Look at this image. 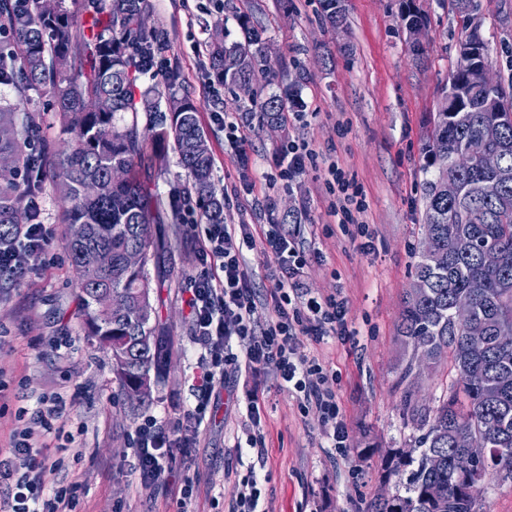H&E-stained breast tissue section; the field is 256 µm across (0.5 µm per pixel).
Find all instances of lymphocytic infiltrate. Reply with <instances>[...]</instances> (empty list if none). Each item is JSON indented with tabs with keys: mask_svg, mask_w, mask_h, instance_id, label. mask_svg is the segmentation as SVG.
<instances>
[{
	"mask_svg": "<svg viewBox=\"0 0 512 512\" xmlns=\"http://www.w3.org/2000/svg\"><path fill=\"white\" fill-rule=\"evenodd\" d=\"M50 245L45 224L28 225L21 252H0V269L29 273L45 261ZM257 247L275 262L271 286L263 295L273 317L262 328L254 320L261 295L252 269L243 261L244 250ZM194 252L200 269L184 289L183 301L190 311L191 339L199 348L196 404L170 425L151 419L138 427L134 472L141 484L167 493L173 449L193 446L212 399L227 379H249L269 371L302 403L319 408L332 448L344 454L347 435L336 393L321 365L300 357L293 340L299 332L318 340L344 332L346 301L317 298L302 287L297 275L306 261L305 248L273 214L264 224L207 225ZM64 415L55 394H42L31 415L33 429L13 435L10 457L0 461V512H72V487L52 480L61 468L60 459L41 452L43 435L52 432Z\"/></svg>",
	"mask_w": 512,
	"mask_h": 512,
	"instance_id": "f902f5d3",
	"label": "lymphocytic infiltrate"
}]
</instances>
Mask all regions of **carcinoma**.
Returning <instances> with one entry per match:
<instances>
[{
    "instance_id": "carcinoma-1",
    "label": "carcinoma",
    "mask_w": 512,
    "mask_h": 512,
    "mask_svg": "<svg viewBox=\"0 0 512 512\" xmlns=\"http://www.w3.org/2000/svg\"><path fill=\"white\" fill-rule=\"evenodd\" d=\"M56 13L42 11V0L17 6L0 0V85L13 87L21 100L50 97L67 138L57 142L41 136V110L0 102V249L16 250L26 225L35 217L26 206L32 194L52 185L64 211L63 223L82 224L86 234L66 238L79 285L88 335L110 353L112 371L125 393L146 400L151 370L161 352L152 323L153 307L147 268L125 262L131 249L151 258L150 224L153 201L144 174L167 142L173 143L179 164L190 181L182 194L196 202L207 224L224 223V195L212 183V156L199 123L198 109L177 97L179 73L163 76L169 113L136 98V74L164 33L139 23L149 14L148 0H58ZM341 0H321L323 19L330 26L346 23L336 12ZM262 32L245 29L242 42L228 43L215 30L206 44L208 69L214 82L251 95L262 119L278 122L286 108L300 106L293 89L259 97L253 84L269 85L277 74L263 67ZM477 60H487L485 43H461L433 130L424 147L426 181L424 227L426 247L415 251L414 281L426 292H407L399 340L411 348L402 378L413 375L423 357L432 361L446 354L456 371L453 394L430 411L410 409L420 435L409 451L398 450L387 463V475L407 473L402 489L374 500L371 512H485L487 485L506 472L512 475V178L501 182L479 166L460 172L461 194L454 200L439 190L441 167L454 153L478 154L491 145L481 129L496 117L497 97L512 93V83L495 90L474 89L469 72ZM502 164L512 173V124L497 145ZM125 171L123 182L110 178L112 168ZM473 241L467 253L452 248L454 238ZM498 247L502 264L483 266L482 251ZM479 279L484 288H471ZM126 300L120 311L103 309L111 297ZM470 307L488 329L486 346L472 349L463 341L465 330L451 322L454 306ZM480 436L490 453L475 466L458 438ZM434 455L439 463L426 464Z\"/></svg>"
}]
</instances>
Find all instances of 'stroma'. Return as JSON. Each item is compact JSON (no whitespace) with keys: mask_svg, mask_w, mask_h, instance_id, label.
Instances as JSON below:
<instances>
[{"mask_svg":"<svg viewBox=\"0 0 512 512\" xmlns=\"http://www.w3.org/2000/svg\"><path fill=\"white\" fill-rule=\"evenodd\" d=\"M150 3L148 23L165 32L164 56L179 72L177 93L198 108L215 187L233 200L226 221L265 223L267 199L278 215L296 211L309 255L300 272L303 287L347 302L345 333L320 342L301 334L296 348L334 373L348 449L332 457L319 412L301 410L273 374L260 375L265 505L269 512H368L379 493L394 490L383 480L384 464L411 444L410 407L438 405L455 378L443 358L402 379L397 325L424 236L423 147L469 31L452 0H415L425 15L416 38L401 21L406 0H345L348 26L342 32L323 25L319 0H224L220 14L196 5L184 9L180 0ZM475 17L492 76L512 79V0H479ZM247 23L263 32L278 74L275 90L296 87L301 114L274 126L253 121L244 164L209 115L241 117L251 102L241 91L213 84L195 44L217 25L227 41L242 40ZM293 142L308 144L316 155L288 184L278 177L277 157ZM332 162L364 201L359 224L369 226V249L360 247L359 224L340 225L330 214ZM42 204L54 235L45 263L19 286L0 288V380L7 384L0 393V454L7 453L11 434L28 427L38 396L54 392L66 415L44 442L62 459L58 479L80 485L75 512H177L175 499L137 482L133 437L145 418L167 424L195 405L191 372L198 350L181 290L197 262L184 227L166 212L151 227V301L163 324L162 378L140 407L122 393L109 353L87 336L65 248L68 227L52 189L44 190ZM248 390L244 382L231 383L195 447L172 451V479L192 483L198 512H228L236 476L257 462L234 447L245 433Z\"/></svg>","mask_w":512,"mask_h":512,"instance_id":"obj_1","label":"stroma"}]
</instances>
